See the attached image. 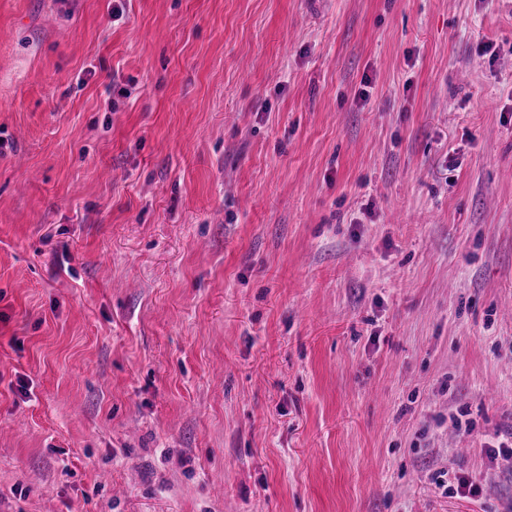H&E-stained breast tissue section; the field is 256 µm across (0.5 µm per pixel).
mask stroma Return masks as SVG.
Segmentation results:
<instances>
[{"mask_svg": "<svg viewBox=\"0 0 512 512\" xmlns=\"http://www.w3.org/2000/svg\"><path fill=\"white\" fill-rule=\"evenodd\" d=\"M511 432L512 0H0V512H512Z\"/></svg>", "mask_w": 512, "mask_h": 512, "instance_id": "stroma-1", "label": "stroma"}]
</instances>
